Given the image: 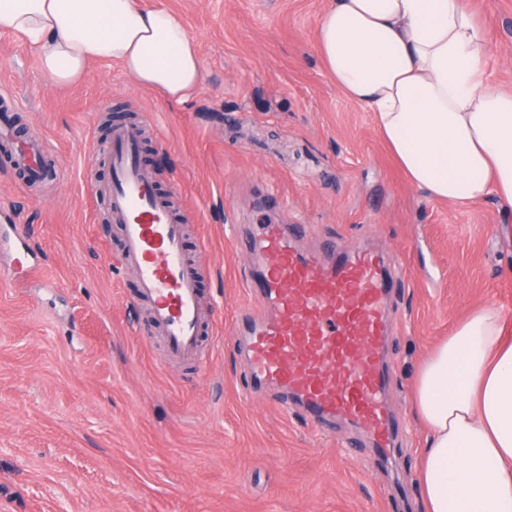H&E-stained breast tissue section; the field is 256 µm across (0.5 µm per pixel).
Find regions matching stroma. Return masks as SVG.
I'll use <instances>...</instances> for the list:
<instances>
[{"mask_svg":"<svg viewBox=\"0 0 512 512\" xmlns=\"http://www.w3.org/2000/svg\"><path fill=\"white\" fill-rule=\"evenodd\" d=\"M175 11L199 44L203 85L181 104L117 62L60 87L0 32L9 147L46 141V177L0 154V512H424V428L411 391L423 356L478 304L512 317V242L494 201L457 207L410 186L370 112L337 92L313 35L326 0H141ZM489 72L512 90V0H474ZM135 124L158 196L186 228L198 272L203 369L163 360L101 189L112 177L101 123ZM94 166H87V158ZM306 224L303 249L381 248L400 282L387 306L380 454L349 422L314 424L251 389L229 329L262 309L244 288L240 240ZM41 275L16 273L18 262Z\"/></svg>","mask_w":512,"mask_h":512,"instance_id":"obj_1","label":"stroma"}]
</instances>
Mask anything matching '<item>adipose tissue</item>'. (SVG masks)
I'll list each match as a JSON object with an SVG mask.
<instances>
[{
	"mask_svg": "<svg viewBox=\"0 0 512 512\" xmlns=\"http://www.w3.org/2000/svg\"><path fill=\"white\" fill-rule=\"evenodd\" d=\"M0 30L28 45L56 85L103 60L168 101L202 82L180 17L139 0H0ZM319 60L431 200L512 210V91L487 74L472 0H330ZM412 408L428 437L416 475L425 512H512V320L472 307L422 359Z\"/></svg>",
	"mask_w": 512,
	"mask_h": 512,
	"instance_id": "ef3b65f1",
	"label": "adipose tissue"
}]
</instances>
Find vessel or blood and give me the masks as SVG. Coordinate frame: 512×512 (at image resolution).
Wrapping results in <instances>:
<instances>
[{
    "label": "vessel or blood",
    "mask_w": 512,
    "mask_h": 512,
    "mask_svg": "<svg viewBox=\"0 0 512 512\" xmlns=\"http://www.w3.org/2000/svg\"><path fill=\"white\" fill-rule=\"evenodd\" d=\"M112 221L122 228L120 264L137 269L138 293L170 357L198 360L202 305L197 275L184 253L185 227L156 194L139 157V130L112 131ZM299 224H267L245 246L255 259L246 288L264 309L240 314L254 386L272 388L318 424L342 418L390 446L393 419L385 399L381 354L387 302L395 279L382 253H309Z\"/></svg>",
    "instance_id": "vessel-or-blood-1"
}]
</instances>
